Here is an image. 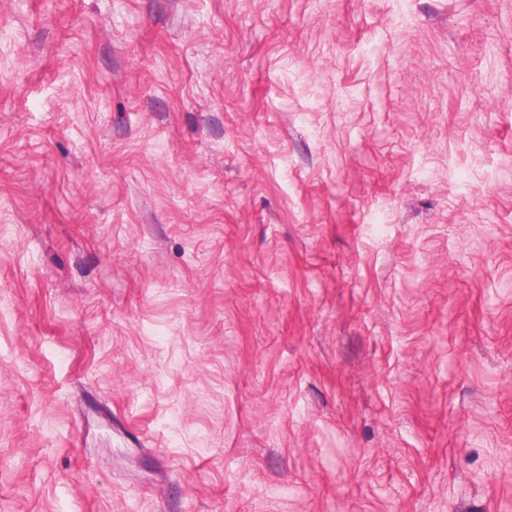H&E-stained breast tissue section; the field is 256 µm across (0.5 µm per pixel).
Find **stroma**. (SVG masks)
<instances>
[{
	"label": "stroma",
	"mask_w": 512,
	"mask_h": 512,
	"mask_svg": "<svg viewBox=\"0 0 512 512\" xmlns=\"http://www.w3.org/2000/svg\"><path fill=\"white\" fill-rule=\"evenodd\" d=\"M0 512H512V0H0Z\"/></svg>",
	"instance_id": "1"
}]
</instances>
